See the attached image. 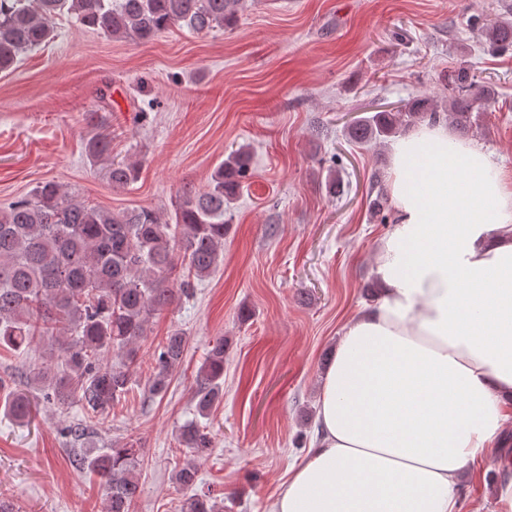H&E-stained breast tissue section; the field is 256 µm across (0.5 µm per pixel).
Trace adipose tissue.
<instances>
[{
	"label": "adipose tissue",
	"instance_id": "ef3b65f1",
	"mask_svg": "<svg viewBox=\"0 0 512 512\" xmlns=\"http://www.w3.org/2000/svg\"><path fill=\"white\" fill-rule=\"evenodd\" d=\"M378 305L343 327L318 442L271 512H458L461 471L512 401V192L490 155L426 123L394 145Z\"/></svg>",
	"mask_w": 512,
	"mask_h": 512
}]
</instances>
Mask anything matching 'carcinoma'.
<instances>
[{"label": "carcinoma", "mask_w": 512, "mask_h": 512, "mask_svg": "<svg viewBox=\"0 0 512 512\" xmlns=\"http://www.w3.org/2000/svg\"><path fill=\"white\" fill-rule=\"evenodd\" d=\"M241 6L242 0H0V72L52 39L56 15L73 16L111 39L146 44L174 27L197 34L231 28ZM474 27L493 52L512 50V20L477 19ZM448 91L446 109L430 96H418L403 112L356 120L347 136L362 147L381 144L412 125L443 118L466 136L479 127L480 110L491 104L496 90L462 64L448 74ZM110 148L104 130L86 143L91 160L106 162L112 187L125 188L137 180L139 162H115ZM250 161L243 146L230 152L204 187L182 188L169 215L145 206L116 212L89 206L52 181L0 209V346L14 352L40 342L49 347V360L17 373L22 386L4 395V412L19 424L30 423L33 386L47 404H79L81 415L64 435L76 444L69 449L72 465L98 476L104 512H131L141 493V457L131 442L96 448L89 446V437L135 384L134 367L150 319L191 296L194 282L210 276L222 261L229 230L224 213L238 198ZM185 347V334L175 330L155 351L148 394L167 391ZM223 377L224 338L219 337L197 375L198 418L178 433L189 453L175 474L183 489L196 487L197 462L212 449L210 432L199 419L223 397ZM179 512H220V507L217 496L196 492L181 501Z\"/></svg>", "instance_id": "cac0c4a2"}]
</instances>
